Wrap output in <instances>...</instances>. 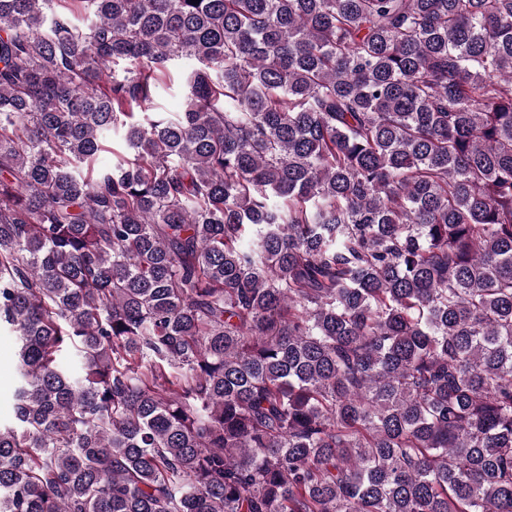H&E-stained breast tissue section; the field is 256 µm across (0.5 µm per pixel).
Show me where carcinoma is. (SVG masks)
Listing matches in <instances>:
<instances>
[{
	"label": "carcinoma",
	"mask_w": 512,
	"mask_h": 512,
	"mask_svg": "<svg viewBox=\"0 0 512 512\" xmlns=\"http://www.w3.org/2000/svg\"><path fill=\"white\" fill-rule=\"evenodd\" d=\"M2 328L0 512H512V0H0ZM185 90L174 78L162 79L154 95V107L158 112H182L185 105ZM18 341L15 336L0 333V422L8 423L14 415V384Z\"/></svg>",
	"instance_id": "carcinoma-1"
}]
</instances>
